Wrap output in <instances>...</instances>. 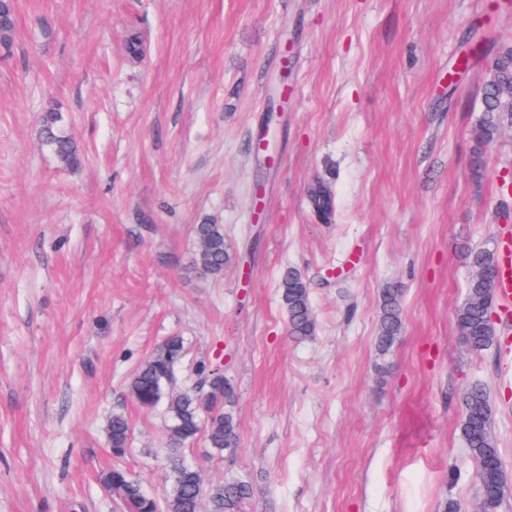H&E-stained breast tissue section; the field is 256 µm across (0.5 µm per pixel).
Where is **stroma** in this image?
<instances>
[{
    "instance_id": "obj_1",
    "label": "stroma",
    "mask_w": 512,
    "mask_h": 512,
    "mask_svg": "<svg viewBox=\"0 0 512 512\" xmlns=\"http://www.w3.org/2000/svg\"><path fill=\"white\" fill-rule=\"evenodd\" d=\"M0 47V512H124L103 484L112 411L124 466L164 498V408L128 389L167 337L221 360L237 447L183 457L252 482L251 512H475L461 395L489 392L512 486V304L468 351L464 255L512 238V125L472 172L481 89L507 0H15ZM143 44L128 50L130 39ZM481 60L464 63L468 43ZM288 73L280 163L251 145ZM57 107L80 145L62 168L34 127ZM335 195L325 223L309 183ZM223 225L222 278L189 272L193 225ZM309 285L311 339L287 333L284 271ZM403 330L374 345L382 290ZM320 196H326L331 200V206L329 208L322 209L320 207L319 198ZM308 198L313 212L323 221L329 222L335 216V202L334 196L329 188L323 183L317 182L311 185L308 189ZM108 438L112 455L116 459L123 458L130 446L132 438V424L125 413H112L107 424Z\"/></svg>"
}]
</instances>
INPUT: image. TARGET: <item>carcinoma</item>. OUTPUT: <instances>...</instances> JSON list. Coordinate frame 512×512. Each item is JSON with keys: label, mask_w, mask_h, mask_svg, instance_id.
Returning <instances> with one entry per match:
<instances>
[{"label": "carcinoma", "mask_w": 512, "mask_h": 512, "mask_svg": "<svg viewBox=\"0 0 512 512\" xmlns=\"http://www.w3.org/2000/svg\"><path fill=\"white\" fill-rule=\"evenodd\" d=\"M14 0H0V44L9 46L15 30ZM512 119V45L504 47L490 65L481 93V114L474 138V167L481 165L482 148L499 135L505 120ZM35 136L40 146L53 154L61 166L75 170L82 156L72 130L59 109L47 108L39 117ZM334 199L329 188L317 182L308 189L313 212L323 221L335 216V206L321 208L319 198ZM193 234L197 251L189 266L199 280H217L224 276V267L232 260L230 246L224 238L222 224H195ZM466 263L480 275H472L466 284V302L456 311V323L463 344L474 353L489 349L496 336V327L487 318V310L498 293V254L492 248H472L466 252ZM282 300L288 314V335L295 340L314 336L316 320L303 277L290 269L280 281ZM403 328L400 290L382 291L381 315L375 346L379 354H387ZM184 341L171 336L148 356L134 371L129 381L130 392L145 409L165 403L167 449L170 484L164 500L147 496L139 479L125 468L115 465L104 481L117 497L124 512H246L255 497V489L247 480H231L207 485L197 468L187 467L179 454L194 444L199 434L206 435L209 447L222 451L235 448L239 435L233 415L225 410L233 392L224 373L214 363L199 361L193 373L205 379L206 391L179 389L174 382L175 366L185 357ZM463 418L460 432L476 462L475 478L479 487L483 512H498L505 498L507 485L499 448L491 433V407L484 384L475 382L462 393ZM112 455L123 458L130 446L132 424L128 416L115 412L107 424Z\"/></svg>", "instance_id": "carcinoma-1"}]
</instances>
